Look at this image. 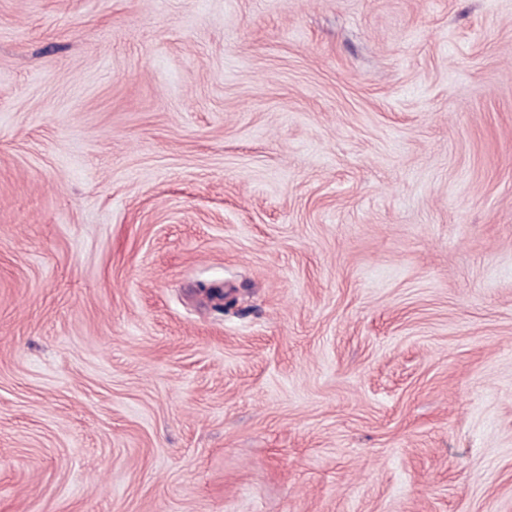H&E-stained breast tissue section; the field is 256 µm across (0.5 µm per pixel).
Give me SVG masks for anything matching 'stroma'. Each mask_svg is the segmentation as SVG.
<instances>
[{"label": "stroma", "mask_w": 512, "mask_h": 512, "mask_svg": "<svg viewBox=\"0 0 512 512\" xmlns=\"http://www.w3.org/2000/svg\"><path fill=\"white\" fill-rule=\"evenodd\" d=\"M0 512H512V0H0Z\"/></svg>", "instance_id": "stroma-1"}]
</instances>
